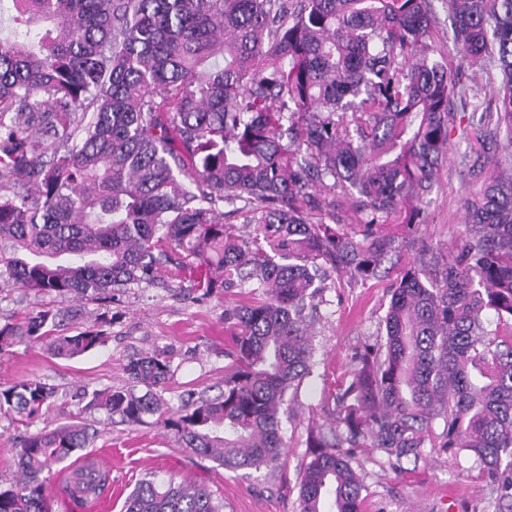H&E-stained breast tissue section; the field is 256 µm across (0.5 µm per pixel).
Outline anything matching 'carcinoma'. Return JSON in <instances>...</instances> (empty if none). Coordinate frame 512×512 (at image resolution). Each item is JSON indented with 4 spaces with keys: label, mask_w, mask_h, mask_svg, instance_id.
Listing matches in <instances>:
<instances>
[{
    "label": "carcinoma",
    "mask_w": 512,
    "mask_h": 512,
    "mask_svg": "<svg viewBox=\"0 0 512 512\" xmlns=\"http://www.w3.org/2000/svg\"><path fill=\"white\" fill-rule=\"evenodd\" d=\"M8 3L15 26L48 28L36 43L0 40V278L66 299L152 283L173 263L200 300L248 289L224 309L217 394L167 406L155 389L171 357L152 350L128 359L132 386L83 398L128 424L157 416L228 471L275 468L282 405L318 375L305 312L320 270L376 275L400 248L381 227L422 223L446 156L465 89L430 43V0H0V15ZM446 4L448 41L484 77L471 91L488 107L466 135L472 175L489 174L456 245L420 255L390 289L384 332L325 395L300 512H363L354 448L401 472L428 450L464 451L495 512H512V0ZM338 188L362 213L358 237L340 229ZM239 201L243 238L216 209ZM64 316L48 307L0 327V355L105 345L109 321L71 334ZM56 396L23 379L0 390V411L31 419ZM90 440L75 424L23 437L0 512H51L49 474ZM72 482L88 500L110 478L85 462ZM126 512H224V500L150 473Z\"/></svg>",
    "instance_id": "cac0c4a2"
}]
</instances>
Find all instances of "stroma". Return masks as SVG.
<instances>
[{
  "mask_svg": "<svg viewBox=\"0 0 512 512\" xmlns=\"http://www.w3.org/2000/svg\"><path fill=\"white\" fill-rule=\"evenodd\" d=\"M466 141L453 133L448 156L441 165L426 207L425 224L408 231L403 225L388 230L406 244L398 256L385 262L379 276L364 283L341 281L327 289L312 329L318 353L325 360L321 377L304 386L291 417L284 421L286 454L276 470H224L209 460L178 447L170 430L147 418L127 424L101 410L83 408V391L128 386L125 364L137 351H166L173 374L164 396L177 404L180 396L217 385L224 378V309L239 304L238 292L218 294L206 300L192 299L183 289L182 277L168 268L154 285L131 284L114 300L87 295L61 301L52 293H36L0 282V327L23 321L46 307L66 306L75 312L65 328L79 330L98 315L111 316L107 343L86 355L64 360L38 345L14 348L0 356V389L18 380L37 378L58 389L51 410L27 421L17 415H0V485L18 478L15 450L25 433L59 424L88 427L93 441L85 453L112 471V493L104 501L76 505L62 490L68 475L60 469L48 483L53 512H125V500L135 484L153 472L162 478L191 480L208 485L224 499V512H299L300 467L307 462L305 439L308 427L322 423L324 391L340 381L349 368L354 348L373 341L380 318L388 305L389 288L413 266L421 250L447 253L465 228L463 206L467 194L478 192L481 179L472 177L466 160ZM353 467L368 488V512H492L489 490L476 477L466 455L449 458L429 454L417 469L393 472L382 453L372 448L356 449Z\"/></svg>",
  "mask_w": 512,
  "mask_h": 512,
  "instance_id": "obj_1",
  "label": "stroma"
}]
</instances>
